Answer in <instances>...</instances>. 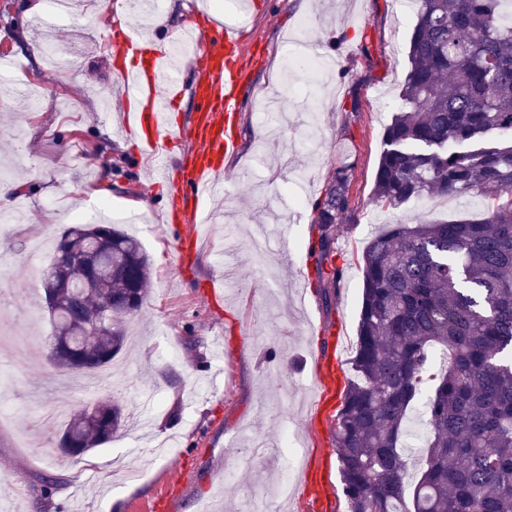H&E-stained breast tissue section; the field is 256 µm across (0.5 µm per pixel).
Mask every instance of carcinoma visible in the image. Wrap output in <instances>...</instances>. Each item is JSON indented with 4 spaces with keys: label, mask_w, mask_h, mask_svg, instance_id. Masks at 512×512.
<instances>
[{
    "label": "carcinoma",
    "mask_w": 512,
    "mask_h": 512,
    "mask_svg": "<svg viewBox=\"0 0 512 512\" xmlns=\"http://www.w3.org/2000/svg\"><path fill=\"white\" fill-rule=\"evenodd\" d=\"M400 103L384 130L373 197L397 208L481 194V219L389 224L358 257L362 302L353 379L336 421L348 512H512V0H415ZM349 168L313 203L309 254L338 287L339 221ZM47 277L65 286L47 308L65 368L94 373L122 350L125 319L148 300L151 263L112 224H70ZM81 295L78 306L69 296ZM438 351L448 365L430 372ZM428 388L425 464L407 505L406 419ZM116 400L73 411L62 429L85 455L112 442Z\"/></svg>",
    "instance_id": "carcinoma-1"
}]
</instances>
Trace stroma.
I'll return each instance as SVG.
<instances>
[{
  "instance_id": "35a3bbf8",
  "label": "stroma",
  "mask_w": 512,
  "mask_h": 512,
  "mask_svg": "<svg viewBox=\"0 0 512 512\" xmlns=\"http://www.w3.org/2000/svg\"><path fill=\"white\" fill-rule=\"evenodd\" d=\"M235 0H162L157 13L128 14L112 0L109 21L146 38L177 42L205 15L227 13ZM98 0H81L74 17L50 27L34 20L14 38L8 23L19 0H0V53L16 60L0 95V166L22 184L0 197V210L22 203L23 223L0 230V255L21 263L31 243L57 238L63 216H97L106 201L118 228L135 236L153 267L149 303L127 324L128 342L112 376L78 375L48 359L51 327L41 283L0 274V323L31 337L26 365H0L11 393L0 422V502L10 512H200L218 500L240 512L265 493L269 512L290 483L294 512H347L336 465L332 417L352 377L361 304L357 258L383 225L417 218L476 219L489 208L475 194L378 206L373 181L383 132L399 102L412 7L397 0H253L242 22L238 64L249 89L233 127L236 155L224 160V197L204 202L221 213L201 252L177 265L171 246L180 227L167 223L170 189L154 185L140 146L107 120L103 101L119 108L113 57L102 42ZM342 61L315 77L292 67L302 44ZM57 45L75 61L58 72L47 58ZM351 167L346 214L335 243L345 269L323 299L308 256L312 205L330 170ZM272 233L267 258L248 242ZM326 352L332 393L317 398L314 358ZM114 398L126 409L125 431L81 460L29 444L34 408H69ZM304 462L288 470L285 432Z\"/></svg>"
}]
</instances>
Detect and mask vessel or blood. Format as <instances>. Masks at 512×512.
<instances>
[{
	"instance_id": "vessel-or-blood-1",
	"label": "vessel or blood",
	"mask_w": 512,
	"mask_h": 512,
	"mask_svg": "<svg viewBox=\"0 0 512 512\" xmlns=\"http://www.w3.org/2000/svg\"><path fill=\"white\" fill-rule=\"evenodd\" d=\"M191 36L205 42L210 64L189 90L177 77L181 61L170 44L160 45L131 31L113 45L114 52L126 59L117 74L122 100L117 123L126 138L160 159L153 180L169 183L173 200L180 205L178 221L183 230L174 242V256L179 263L199 244V199L206 194L218 197L224 193V158L238 149L230 129L246 88L245 76L237 65L240 39L235 25L212 17L206 26L194 28ZM187 91L195 99L198 112L192 141L194 159L175 179L162 158L182 135L172 122L171 113Z\"/></svg>"
}]
</instances>
